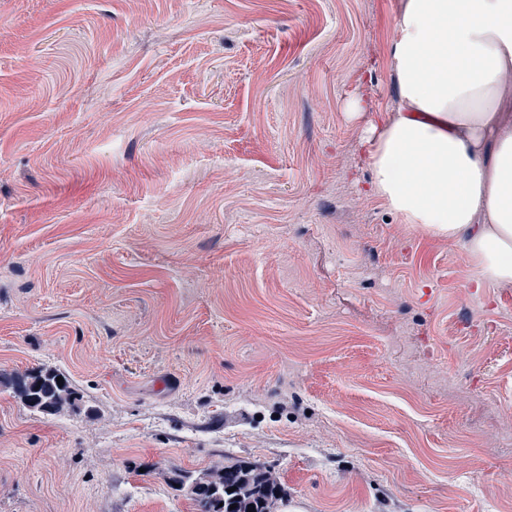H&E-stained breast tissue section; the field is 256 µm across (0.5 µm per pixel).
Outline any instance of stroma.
I'll use <instances>...</instances> for the list:
<instances>
[{"label": "stroma", "mask_w": 512, "mask_h": 512, "mask_svg": "<svg viewBox=\"0 0 512 512\" xmlns=\"http://www.w3.org/2000/svg\"><path fill=\"white\" fill-rule=\"evenodd\" d=\"M396 4L0 0V374L83 396L0 384V512H512V288L368 192ZM58 376L63 378L62 386L57 384ZM5 380L26 406L47 414L75 406L82 399L78 389L57 369L37 367ZM174 474L175 481L182 485L189 481V496L197 512H248V508L277 512L286 494L281 480L258 463H227L194 479L181 472ZM232 487L235 490L227 492ZM232 504L237 507L230 509Z\"/></svg>", "instance_id": "obj_1"}]
</instances>
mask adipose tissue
Masks as SVG:
<instances>
[{
    "instance_id": "1",
    "label": "adipose tissue",
    "mask_w": 512,
    "mask_h": 512,
    "mask_svg": "<svg viewBox=\"0 0 512 512\" xmlns=\"http://www.w3.org/2000/svg\"><path fill=\"white\" fill-rule=\"evenodd\" d=\"M397 98L360 145L370 192L512 286V0H398Z\"/></svg>"
}]
</instances>
